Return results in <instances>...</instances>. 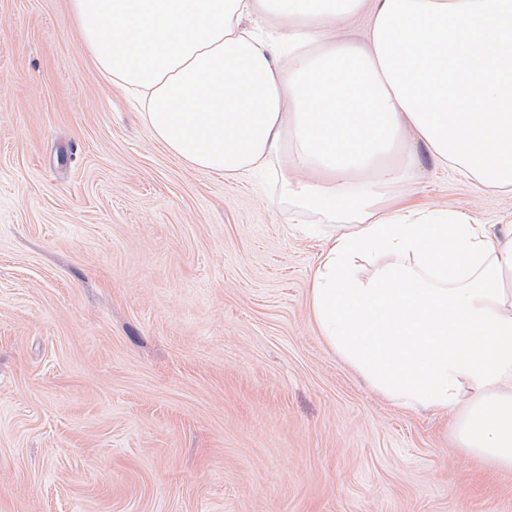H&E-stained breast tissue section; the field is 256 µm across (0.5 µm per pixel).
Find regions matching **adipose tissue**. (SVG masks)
Wrapping results in <instances>:
<instances>
[{"instance_id": "ef3b65f1", "label": "adipose tissue", "mask_w": 512, "mask_h": 512, "mask_svg": "<svg viewBox=\"0 0 512 512\" xmlns=\"http://www.w3.org/2000/svg\"><path fill=\"white\" fill-rule=\"evenodd\" d=\"M102 77L192 168H277L328 243L312 319L375 391L458 412L464 455L512 471V227L386 205L397 144L512 193V0H68ZM365 16V43L337 38ZM376 260L362 277L357 262Z\"/></svg>"}]
</instances>
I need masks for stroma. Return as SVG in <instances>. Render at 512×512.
I'll use <instances>...</instances> for the list:
<instances>
[{"label":"stroma","instance_id":"35a3bbf8","mask_svg":"<svg viewBox=\"0 0 512 512\" xmlns=\"http://www.w3.org/2000/svg\"><path fill=\"white\" fill-rule=\"evenodd\" d=\"M396 158L402 204L512 225V194ZM280 193L156 141L67 0H0V512H512L454 414L326 345L324 242Z\"/></svg>","mask_w":512,"mask_h":512}]
</instances>
